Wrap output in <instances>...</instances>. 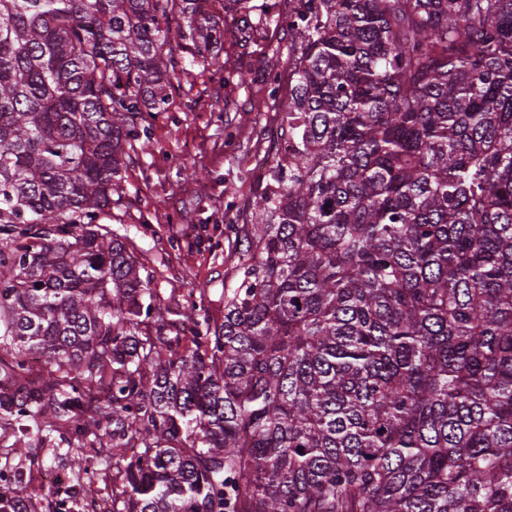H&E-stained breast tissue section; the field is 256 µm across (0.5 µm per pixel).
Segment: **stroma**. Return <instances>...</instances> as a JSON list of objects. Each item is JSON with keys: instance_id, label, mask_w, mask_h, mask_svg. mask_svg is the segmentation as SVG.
I'll list each match as a JSON object with an SVG mask.
<instances>
[{"instance_id": "stroma-1", "label": "stroma", "mask_w": 512, "mask_h": 512, "mask_svg": "<svg viewBox=\"0 0 512 512\" xmlns=\"http://www.w3.org/2000/svg\"><path fill=\"white\" fill-rule=\"evenodd\" d=\"M264 0L240 13L248 44L225 39V69L199 63L179 71L165 111L147 121L149 142L132 152L122 198L106 224L128 237L162 297L194 298L224 319V291L240 259L232 225L251 221L258 163L275 152L288 100L289 0L264 14ZM241 77L226 78V70Z\"/></svg>"}]
</instances>
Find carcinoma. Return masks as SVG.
I'll use <instances>...</instances> for the list:
<instances>
[{
    "label": "carcinoma",
    "instance_id": "cac0c4a2",
    "mask_svg": "<svg viewBox=\"0 0 512 512\" xmlns=\"http://www.w3.org/2000/svg\"><path fill=\"white\" fill-rule=\"evenodd\" d=\"M203 2L0 0V512H512V0H297L220 324L99 223Z\"/></svg>",
    "mask_w": 512,
    "mask_h": 512
}]
</instances>
